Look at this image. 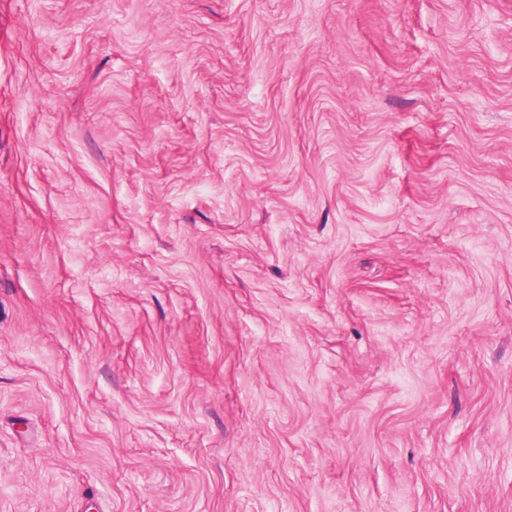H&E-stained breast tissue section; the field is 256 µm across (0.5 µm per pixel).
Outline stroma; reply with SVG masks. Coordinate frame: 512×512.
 <instances>
[{"label": "stroma", "mask_w": 512, "mask_h": 512, "mask_svg": "<svg viewBox=\"0 0 512 512\" xmlns=\"http://www.w3.org/2000/svg\"><path fill=\"white\" fill-rule=\"evenodd\" d=\"M0 512H512V0H0Z\"/></svg>", "instance_id": "1"}]
</instances>
